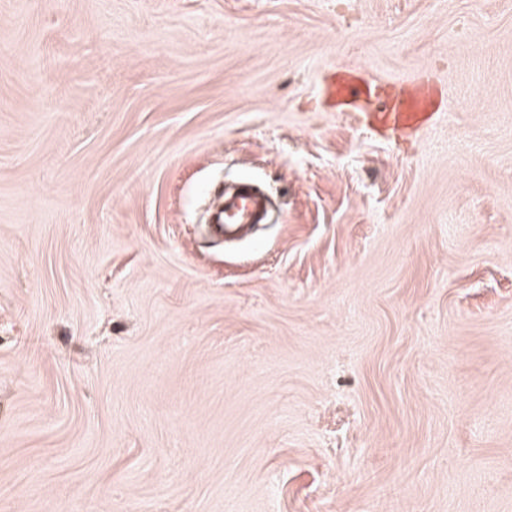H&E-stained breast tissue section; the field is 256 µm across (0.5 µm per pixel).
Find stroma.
I'll return each instance as SVG.
<instances>
[{
    "label": "stroma",
    "mask_w": 512,
    "mask_h": 512,
    "mask_svg": "<svg viewBox=\"0 0 512 512\" xmlns=\"http://www.w3.org/2000/svg\"><path fill=\"white\" fill-rule=\"evenodd\" d=\"M0 512H512V0H0ZM320 93L336 112H373L372 127L399 137H411L432 123L442 104L433 88L417 78L383 80L351 66L334 72ZM266 216V196L243 182L234 192L224 194V202L212 218V231L224 239L243 237L251 232L254 224H263Z\"/></svg>",
    "instance_id": "stroma-1"
}]
</instances>
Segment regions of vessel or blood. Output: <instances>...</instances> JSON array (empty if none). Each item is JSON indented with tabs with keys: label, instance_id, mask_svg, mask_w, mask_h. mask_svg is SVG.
<instances>
[{
	"label": "vessel or blood",
	"instance_id": "vessel-or-blood-1",
	"mask_svg": "<svg viewBox=\"0 0 512 512\" xmlns=\"http://www.w3.org/2000/svg\"><path fill=\"white\" fill-rule=\"evenodd\" d=\"M320 93L336 111L370 113L372 127L400 137L415 135L432 123L441 110L437 93L419 79L383 80L351 66L334 72ZM266 216V196L244 182L225 194L223 204L213 215L212 231L224 238L243 237L254 225L264 223Z\"/></svg>",
	"mask_w": 512,
	"mask_h": 512
}]
</instances>
